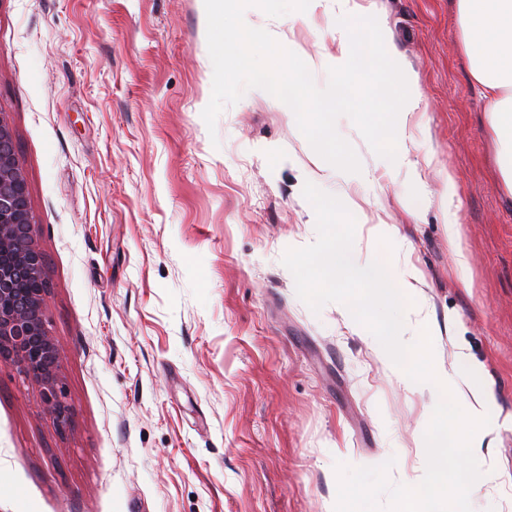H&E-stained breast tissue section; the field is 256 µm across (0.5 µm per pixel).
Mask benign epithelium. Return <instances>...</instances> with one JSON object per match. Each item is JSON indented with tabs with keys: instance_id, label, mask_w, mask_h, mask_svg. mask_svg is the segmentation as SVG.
Listing matches in <instances>:
<instances>
[{
	"instance_id": "benign-epithelium-1",
	"label": "benign epithelium",
	"mask_w": 512,
	"mask_h": 512,
	"mask_svg": "<svg viewBox=\"0 0 512 512\" xmlns=\"http://www.w3.org/2000/svg\"><path fill=\"white\" fill-rule=\"evenodd\" d=\"M34 233L26 176L0 114V365L36 381L39 409L63 426L69 408L59 386L60 351L43 321L47 283Z\"/></svg>"
}]
</instances>
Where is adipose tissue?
I'll list each match as a JSON object with an SVG mask.
<instances>
[{
	"mask_svg": "<svg viewBox=\"0 0 512 512\" xmlns=\"http://www.w3.org/2000/svg\"><path fill=\"white\" fill-rule=\"evenodd\" d=\"M464 49L488 99L497 164L512 193V0H458Z\"/></svg>",
	"mask_w": 512,
	"mask_h": 512,
	"instance_id": "obj_1",
	"label": "adipose tissue"
}]
</instances>
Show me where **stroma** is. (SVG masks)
<instances>
[{"mask_svg": "<svg viewBox=\"0 0 512 512\" xmlns=\"http://www.w3.org/2000/svg\"><path fill=\"white\" fill-rule=\"evenodd\" d=\"M457 2L350 0L420 101L402 167L338 118L349 174L255 88L208 132L202 0H0V112L71 412L59 426L35 381L0 369V512H334L339 461L420 483L439 391L405 385L340 304L312 310L282 263L317 237L308 181L354 216L360 264L421 279L405 327L430 330L457 401L490 390L472 508L512 512V204ZM337 10L244 21L323 88Z\"/></svg>", "mask_w": 512, "mask_h": 512, "instance_id": "stroma-1", "label": "stroma"}]
</instances>
